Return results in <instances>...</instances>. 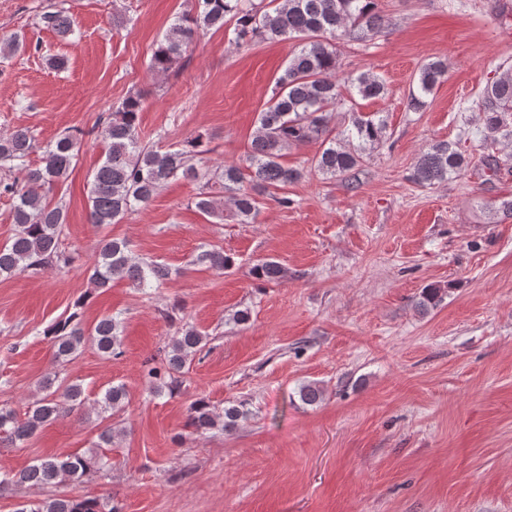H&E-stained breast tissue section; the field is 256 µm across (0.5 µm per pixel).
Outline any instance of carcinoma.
<instances>
[{"label":"carcinoma","instance_id":"carcinoma-1","mask_svg":"<svg viewBox=\"0 0 512 512\" xmlns=\"http://www.w3.org/2000/svg\"><path fill=\"white\" fill-rule=\"evenodd\" d=\"M235 20L234 43L259 39L297 41V49L275 80L266 108L259 113L250 146L238 163L220 164L215 170H202L204 155L209 153L202 137L183 142L167 150L149 147L139 136V94L127 97L108 115L102 129L105 152L88 180L89 221L99 226L118 223L126 214L147 204L171 181L180 179L203 182L194 200L203 214L224 222V205L241 224L255 223L259 215V197L271 194L304 178L307 170L282 163L288 149L315 142L318 153L310 169L326 176L345 175L360 167L375 145L386 136L387 116L381 112L363 114L355 111L356 98L382 97L386 85L368 70L340 77L339 43L365 41L384 26L377 0H195V9L175 17L158 43L150 60V70L167 75L180 63L183 52L201 31L224 27ZM42 25L67 38L75 34L74 23L63 10L46 11ZM448 73L447 62L437 59L424 63L418 74L408 108L421 111L435 88ZM352 114L342 129L331 126V112ZM482 123V141L495 146L512 143V70L488 84L475 103ZM84 132L66 131L44 145L27 129H17L0 137V169L9 175L0 177V197L13 201L11 217L16 230L10 241L0 246V275L12 276L28 271H46L65 259L61 245L67 236L65 208L52 203L50 195L72 172L83 144ZM42 153L41 164L33 166L30 155ZM470 158L457 144L443 141L422 153L413 179L421 186L445 182L460 174ZM194 265L215 270H229L235 262L220 248L197 254ZM253 277L278 284L287 277L282 265L272 259H260L251 268ZM171 269L153 259L132 253L125 239L101 240L90 266L91 288L104 293L112 282L126 280L140 291H157L170 279ZM442 301L441 289L429 285L422 289L416 307L428 311ZM54 321L44 331L56 361L69 363L86 343L110 358L120 354L125 333L124 319L118 314L105 315L92 327L84 325L81 308ZM207 334L184 324L165 347V363L156 359L144 362V378L153 393L173 395L180 390L184 375L198 352L206 345ZM42 396L37 398L25 417L0 408V439L13 445L35 435L44 425L80 409L84 390L78 382L53 388L46 377L39 382ZM305 405L324 400V390L315 383L299 389ZM127 399L125 385L107 388L97 405L101 412L123 409ZM247 416L244 405H230L219 413L203 399L189 409L187 427L199 436L215 430L231 431ZM115 438L112 428L103 429L94 449L65 456H45L25 470L0 477V488L28 484L35 487L75 482L91 471L108 466L97 449L110 447ZM16 512H121L110 498H76L56 494L43 500L19 505Z\"/></svg>","mask_w":512,"mask_h":512}]
</instances>
